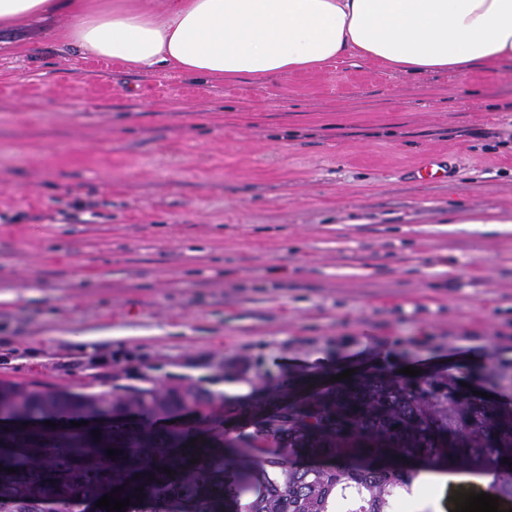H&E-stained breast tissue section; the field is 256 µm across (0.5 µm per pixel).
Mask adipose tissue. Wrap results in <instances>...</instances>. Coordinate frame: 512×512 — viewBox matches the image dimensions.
<instances>
[{
    "label": "adipose tissue",
    "mask_w": 512,
    "mask_h": 512,
    "mask_svg": "<svg viewBox=\"0 0 512 512\" xmlns=\"http://www.w3.org/2000/svg\"><path fill=\"white\" fill-rule=\"evenodd\" d=\"M17 28L130 70L257 83L346 62L413 78L512 66V0H0V30ZM488 483L421 468L405 496Z\"/></svg>",
    "instance_id": "obj_1"
}]
</instances>
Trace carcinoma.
Masks as SVG:
<instances>
[{
  "label": "carcinoma",
  "instance_id": "1",
  "mask_svg": "<svg viewBox=\"0 0 512 512\" xmlns=\"http://www.w3.org/2000/svg\"><path fill=\"white\" fill-rule=\"evenodd\" d=\"M456 379L435 380L413 388L397 379L372 376L359 385L340 384L330 394L296 400L288 411L253 431L251 411L238 416L239 431L205 448H190V434L164 421L203 394L193 388L159 393H76L64 389L0 381V417L32 415L57 424L40 432L1 431L0 512H85L102 497L105 486L121 484L133 473L145 485L135 512H224V503L254 498L244 512H328L333 492L352 495L361 505L352 512H388L398 487L408 485L407 470L367 467L369 454L401 452L438 464L445 456L455 471L493 475L485 492L512 499V468L498 466L502 449L491 430L512 442V406L493 410L478 396L463 403L454 396ZM353 417L359 439L342 435L326 406ZM469 413L463 446H443L457 413ZM86 421L82 426L71 422ZM100 436H93V431ZM120 451L110 458L107 449ZM193 457L199 463L179 476L163 469ZM16 469L8 473L6 469ZM51 470L46 486L39 474Z\"/></svg>",
  "mask_w": 512,
  "mask_h": 512
}]
</instances>
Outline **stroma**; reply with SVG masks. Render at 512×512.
<instances>
[{
	"mask_svg": "<svg viewBox=\"0 0 512 512\" xmlns=\"http://www.w3.org/2000/svg\"><path fill=\"white\" fill-rule=\"evenodd\" d=\"M0 51V380L182 415L410 366L512 398V74H144ZM430 154L443 182L411 170Z\"/></svg>",
	"mask_w": 512,
	"mask_h": 512,
	"instance_id": "1",
	"label": "stroma"
}]
</instances>
